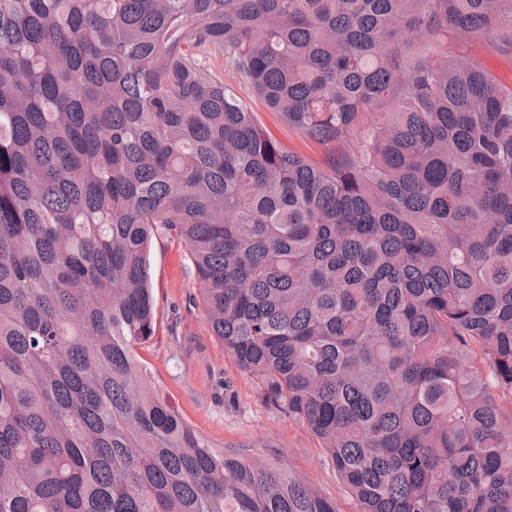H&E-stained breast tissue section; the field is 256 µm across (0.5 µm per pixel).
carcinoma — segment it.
Masks as SVG:
<instances>
[{"label": "carcinoma", "instance_id": "obj_1", "mask_svg": "<svg viewBox=\"0 0 512 512\" xmlns=\"http://www.w3.org/2000/svg\"><path fill=\"white\" fill-rule=\"evenodd\" d=\"M450 33L512 0H0V512H337L138 358L160 229L358 512H512V84ZM224 82L231 83L236 92L251 104L261 124L283 145L288 149L303 153L313 161L321 160L323 153L321 147L301 140L298 134L281 120L278 113L270 111L249 90L238 86L227 73H224Z\"/></svg>", "mask_w": 512, "mask_h": 512}]
</instances>
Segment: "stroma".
Here are the masks:
<instances>
[{
  "mask_svg": "<svg viewBox=\"0 0 512 512\" xmlns=\"http://www.w3.org/2000/svg\"><path fill=\"white\" fill-rule=\"evenodd\" d=\"M238 93L283 145L320 161L321 147L301 140L246 88ZM150 274L157 332L138 352L183 417L225 454L278 458L335 501L339 512H357L315 436L266 400L261 383L241 369L213 335L203 315L193 265L174 235L161 232L154 238Z\"/></svg>",
  "mask_w": 512,
  "mask_h": 512,
  "instance_id": "stroma-1",
  "label": "stroma"
}]
</instances>
